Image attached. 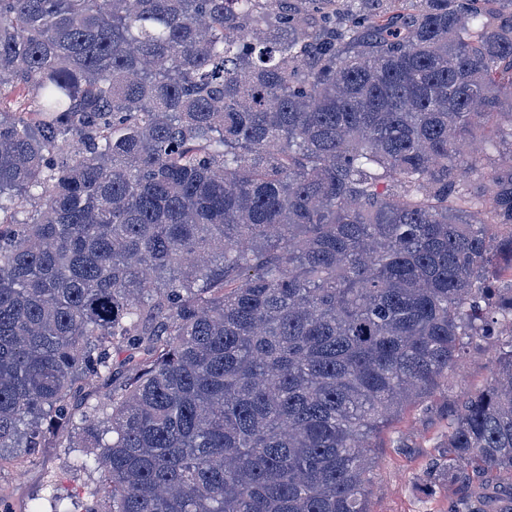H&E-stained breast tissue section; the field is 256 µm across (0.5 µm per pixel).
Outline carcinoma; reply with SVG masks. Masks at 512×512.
I'll return each instance as SVG.
<instances>
[{
  "label": "carcinoma",
  "instance_id": "cac0c4a2",
  "mask_svg": "<svg viewBox=\"0 0 512 512\" xmlns=\"http://www.w3.org/2000/svg\"><path fill=\"white\" fill-rule=\"evenodd\" d=\"M505 270L512 0H0V468L76 432L85 512H370L488 340L425 487L494 512ZM492 353V347L484 343L470 349L463 358V368L457 374H448V396L489 381L494 372Z\"/></svg>",
  "mask_w": 512,
  "mask_h": 512
}]
</instances>
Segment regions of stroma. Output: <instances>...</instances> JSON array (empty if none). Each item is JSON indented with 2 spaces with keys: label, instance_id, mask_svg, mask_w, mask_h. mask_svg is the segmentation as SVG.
I'll list each match as a JSON object with an SVG mask.
<instances>
[{
  "label": "stroma",
  "instance_id": "obj_1",
  "mask_svg": "<svg viewBox=\"0 0 512 512\" xmlns=\"http://www.w3.org/2000/svg\"><path fill=\"white\" fill-rule=\"evenodd\" d=\"M493 372L491 346L471 349L462 369L448 377L449 395L485 384ZM446 412V398L436 399L428 407L411 409L384 433L376 451L372 512H448L454 488L443 484L431 495L423 489L425 471L448 433ZM81 454L78 448H40L33 462L0 470V488L9 496L11 512H41L52 494L64 499L71 512H84L100 474L74 467Z\"/></svg>",
  "mask_w": 512,
  "mask_h": 512
}]
</instances>
